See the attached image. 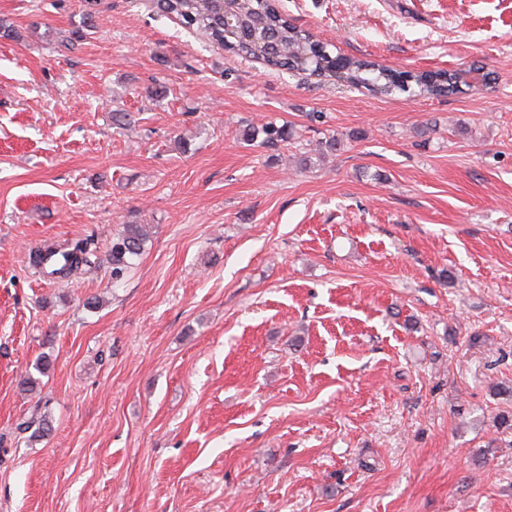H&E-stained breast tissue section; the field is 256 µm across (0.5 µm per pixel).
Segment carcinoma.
<instances>
[{
	"label": "carcinoma",
	"mask_w": 512,
	"mask_h": 512,
	"mask_svg": "<svg viewBox=\"0 0 512 512\" xmlns=\"http://www.w3.org/2000/svg\"><path fill=\"white\" fill-rule=\"evenodd\" d=\"M158 8L162 13L178 18L184 26L205 32L225 49L261 59L277 70L344 78L352 85L386 96L396 89L406 92L412 85L418 89V94L432 96L451 94L458 87V74L446 70L397 71L333 55L328 51V44L298 29L272 0H228L222 8H211L201 0H158ZM226 12L231 13L230 24L224 19ZM242 137L248 142L259 139L263 144L276 146L288 141L290 134L285 126L266 124L244 130ZM146 240L147 235L140 224L127 225L121 235L112 239L113 281L122 279L134 258L143 251ZM45 253L55 257L47 275L56 278H66L74 269L91 264L90 256L94 255L86 239L65 246L47 242L37 250L36 263H41Z\"/></svg>",
	"instance_id": "carcinoma-1"
}]
</instances>
